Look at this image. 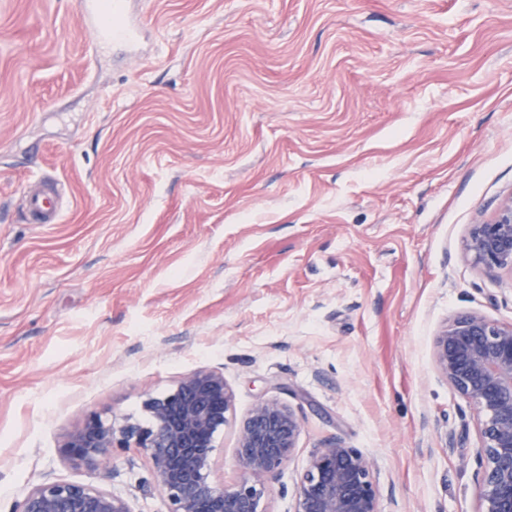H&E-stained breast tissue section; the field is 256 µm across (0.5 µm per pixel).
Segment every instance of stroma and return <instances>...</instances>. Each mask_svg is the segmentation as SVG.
<instances>
[{
	"label": "stroma",
	"instance_id": "35a3bbf8",
	"mask_svg": "<svg viewBox=\"0 0 512 512\" xmlns=\"http://www.w3.org/2000/svg\"><path fill=\"white\" fill-rule=\"evenodd\" d=\"M78 2L0 0V512L47 478L167 512L140 449L64 447L200 368L234 392L218 482L257 400L301 416L267 512L330 437L383 512H481L432 345L463 312L512 323V275L463 256L512 197V0H133L135 56ZM47 172L62 219L28 223Z\"/></svg>",
	"mask_w": 512,
	"mask_h": 512
}]
</instances>
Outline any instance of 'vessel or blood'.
Returning a JSON list of instances; mask_svg holds the SVG:
<instances>
[{"mask_svg":"<svg viewBox=\"0 0 512 512\" xmlns=\"http://www.w3.org/2000/svg\"><path fill=\"white\" fill-rule=\"evenodd\" d=\"M79 17L88 25L96 43L120 40L126 45H138L141 27L131 16L130 0H112L111 10H104L102 0H81ZM23 206L32 224H56L62 216L60 194L52 181L25 190Z\"/></svg>","mask_w":512,"mask_h":512,"instance_id":"1","label":"vessel or blood"}]
</instances>
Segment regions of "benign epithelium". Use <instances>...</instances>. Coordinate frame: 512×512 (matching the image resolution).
<instances>
[{
  "mask_svg": "<svg viewBox=\"0 0 512 512\" xmlns=\"http://www.w3.org/2000/svg\"><path fill=\"white\" fill-rule=\"evenodd\" d=\"M466 251L488 270L512 273V198L492 223L471 226ZM433 362L479 421L476 480L483 512H512V323L462 313L435 336ZM233 401L224 375L198 369L170 392L144 401L148 425L117 429L92 413L70 436L65 453L97 467L128 448L143 449L151 463L149 484L165 495L167 512H267L269 483L295 455L301 419L277 399L254 403L236 429L235 460L243 476L226 486L212 478L214 437ZM18 512L132 510L114 492L46 480L28 492ZM294 512H382L372 461L340 439L323 442L297 482Z\"/></svg>",
  "mask_w": 512,
  "mask_h": 512,
  "instance_id": "1",
  "label": "benign epithelium"
}]
</instances>
